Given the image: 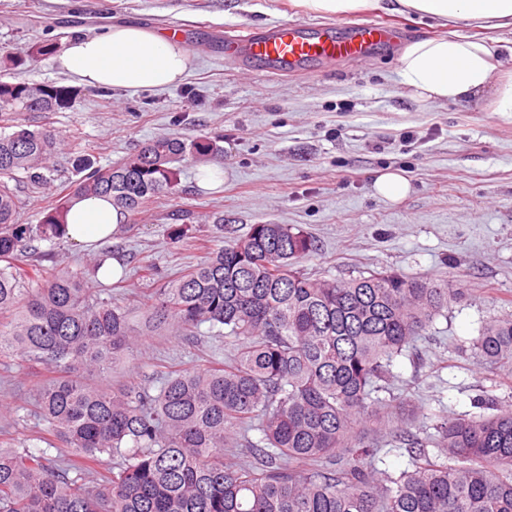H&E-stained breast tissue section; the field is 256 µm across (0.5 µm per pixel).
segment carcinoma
Returning <instances> with one entry per match:
<instances>
[{"label":"carcinoma","instance_id":"obj_1","mask_svg":"<svg viewBox=\"0 0 512 512\" xmlns=\"http://www.w3.org/2000/svg\"><path fill=\"white\" fill-rule=\"evenodd\" d=\"M75 94L0 82V128L11 129L0 133V355L51 370L34 384L37 406L70 452L59 465L41 451L0 448V512H512V406L484 399L497 413L446 417L423 439L411 431V401L392 415L370 403L396 358L422 362L416 342L448 314V284L398 272L313 278L296 268L316 250L301 227L240 233L221 218L224 248L196 267L162 280L141 266L136 321L86 287L84 270L44 267L38 243L65 235L73 198L109 199L121 233L146 203L181 192L183 164L224 157L215 133L157 138L107 166L82 155L72 172L58 169L62 139L13 112H57ZM19 179L35 190L60 181L36 226L17 220L10 182ZM169 219L178 240L193 212ZM203 323L239 342L230 361L171 368L156 392L108 379L144 333L192 340ZM471 351L512 369V315L486 319ZM383 436L410 458L396 478L373 468ZM104 454L120 462L94 489L86 477Z\"/></svg>","mask_w":512,"mask_h":512}]
</instances>
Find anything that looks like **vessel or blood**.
Wrapping results in <instances>:
<instances>
[{"instance_id": "1", "label": "vessel or blood", "mask_w": 512, "mask_h": 512, "mask_svg": "<svg viewBox=\"0 0 512 512\" xmlns=\"http://www.w3.org/2000/svg\"><path fill=\"white\" fill-rule=\"evenodd\" d=\"M394 41V32L376 22L282 20L247 36L225 37L224 60L247 76H284L313 62L325 68L347 62L367 67Z\"/></svg>"}]
</instances>
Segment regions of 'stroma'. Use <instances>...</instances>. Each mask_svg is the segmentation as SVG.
<instances>
[{
    "label": "stroma",
    "instance_id": "1",
    "mask_svg": "<svg viewBox=\"0 0 512 512\" xmlns=\"http://www.w3.org/2000/svg\"><path fill=\"white\" fill-rule=\"evenodd\" d=\"M315 21L288 0H0V81L75 86L78 96L57 112L19 111L15 119L71 138V152L106 165L159 136L224 135V179L203 183L198 164L184 166L181 191L149 204L128 233L84 246L63 238L41 243L68 265H90L108 252L111 275L90 287L122 302L142 264L160 275L196 265L202 254L173 242L166 212L189 208L223 215L232 226L295 224L318 249L301 260L307 272L347 280L372 272L447 281L455 297L417 346L422 367L405 357L392 366L393 391L414 398L426 426L444 417L482 415V398L512 403V372L473 358L467 348L484 319L512 314V119L477 99L420 102L407 96L397 74L399 47L372 66L328 73L247 77L220 53L193 55L178 85L137 92L74 84L57 55L26 61L30 46L68 47L88 34L136 24L177 29L185 47L196 39L223 41L250 26L279 20ZM403 171L409 194L396 203L372 197L384 171ZM199 342L148 336L138 356L113 377L148 375L156 366L202 370L231 353L228 339L209 324ZM31 368L18 357L0 358V431L17 448L45 450L61 459L65 448L41 437Z\"/></svg>",
    "mask_w": 512,
    "mask_h": 512
}]
</instances>
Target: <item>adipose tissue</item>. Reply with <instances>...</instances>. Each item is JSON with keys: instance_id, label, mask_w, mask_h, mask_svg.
<instances>
[{"instance_id": "ef3b65f1", "label": "adipose tissue", "mask_w": 512, "mask_h": 512, "mask_svg": "<svg viewBox=\"0 0 512 512\" xmlns=\"http://www.w3.org/2000/svg\"><path fill=\"white\" fill-rule=\"evenodd\" d=\"M292 7L347 18L363 12L416 16L453 33L409 41L397 74L409 96L423 102L480 97L489 111L512 117V0H290ZM495 31L490 40L457 34V27ZM81 84L123 90L164 88L183 79L190 54L180 39L134 25L72 42L59 58ZM119 214L103 198L73 200L66 233L80 244L108 238Z\"/></svg>"}]
</instances>
